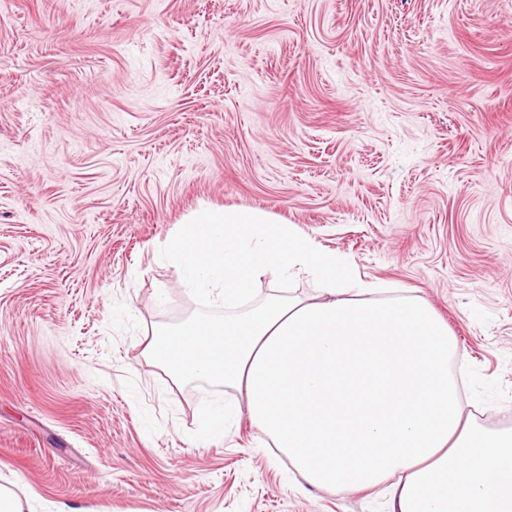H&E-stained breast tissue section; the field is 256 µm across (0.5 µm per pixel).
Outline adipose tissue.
<instances>
[{
  "mask_svg": "<svg viewBox=\"0 0 512 512\" xmlns=\"http://www.w3.org/2000/svg\"><path fill=\"white\" fill-rule=\"evenodd\" d=\"M171 258L224 317L154 331L146 357L174 381L205 378L245 399L213 407L206 436L245 413L315 488L388 482L391 512H512V428L465 417L448 372L456 343L420 298L380 296L336 253L258 209H200ZM302 271L317 295L255 300L262 277Z\"/></svg>",
  "mask_w": 512,
  "mask_h": 512,
  "instance_id": "1",
  "label": "adipose tissue"
}]
</instances>
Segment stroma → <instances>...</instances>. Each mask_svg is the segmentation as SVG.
Wrapping results in <instances>:
<instances>
[{
	"instance_id": "1",
	"label": "stroma",
	"mask_w": 512,
	"mask_h": 512,
	"mask_svg": "<svg viewBox=\"0 0 512 512\" xmlns=\"http://www.w3.org/2000/svg\"><path fill=\"white\" fill-rule=\"evenodd\" d=\"M410 288L465 413L512 427V0H0V486L34 512H391L307 485L144 347L223 306L200 205ZM241 414L240 405H217L207 414L204 434L208 437H223L227 425Z\"/></svg>"
}]
</instances>
